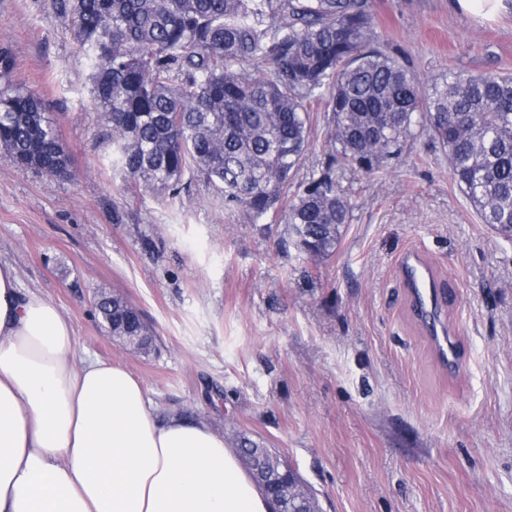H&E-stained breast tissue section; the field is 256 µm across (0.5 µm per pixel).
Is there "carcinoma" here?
Returning a JSON list of instances; mask_svg holds the SVG:
<instances>
[{
  "label": "carcinoma",
  "instance_id": "cac0c4a2",
  "mask_svg": "<svg viewBox=\"0 0 512 512\" xmlns=\"http://www.w3.org/2000/svg\"><path fill=\"white\" fill-rule=\"evenodd\" d=\"M71 17L125 189L176 192L191 173L237 205L249 224L277 209L312 133L311 104L326 101L337 155L373 173L424 128L448 151L454 182L483 223L512 240V76L448 74L422 87L381 49L370 0H54ZM0 48V151L54 178L73 162L31 90L14 83ZM350 200L333 163L296 185L285 213L298 253L333 254ZM112 335L152 333L119 294L96 293ZM259 444L242 433L240 458Z\"/></svg>",
  "mask_w": 512,
  "mask_h": 512
}]
</instances>
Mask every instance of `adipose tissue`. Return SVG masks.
<instances>
[{
    "label": "adipose tissue",
    "mask_w": 512,
    "mask_h": 512,
    "mask_svg": "<svg viewBox=\"0 0 512 512\" xmlns=\"http://www.w3.org/2000/svg\"><path fill=\"white\" fill-rule=\"evenodd\" d=\"M221 434L163 414L0 262V512H273Z\"/></svg>",
    "instance_id": "obj_1"
}]
</instances>
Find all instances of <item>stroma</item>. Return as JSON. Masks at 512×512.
I'll return each mask as SVG.
<instances>
[{
	"mask_svg": "<svg viewBox=\"0 0 512 512\" xmlns=\"http://www.w3.org/2000/svg\"><path fill=\"white\" fill-rule=\"evenodd\" d=\"M381 46L421 81L512 73V11L449 0H371ZM39 94L74 162L69 179L0 153V261L73 324L80 354L124 366L163 411L245 432L287 460L321 512H512V241L483 224L448 155L415 133L373 174L336 165L352 211L333 254L300 256L280 217L243 223L192 175L176 197L122 189L68 16L53 0H0V47ZM296 181L332 151L324 106ZM418 252L443 294L461 366L448 373L416 321L399 261ZM154 333L116 341L98 290ZM451 6L468 15L491 20L507 9L509 0H451Z\"/></svg>",
	"mask_w": 512,
	"mask_h": 512,
	"instance_id": "obj_1",
	"label": "stroma"
}]
</instances>
